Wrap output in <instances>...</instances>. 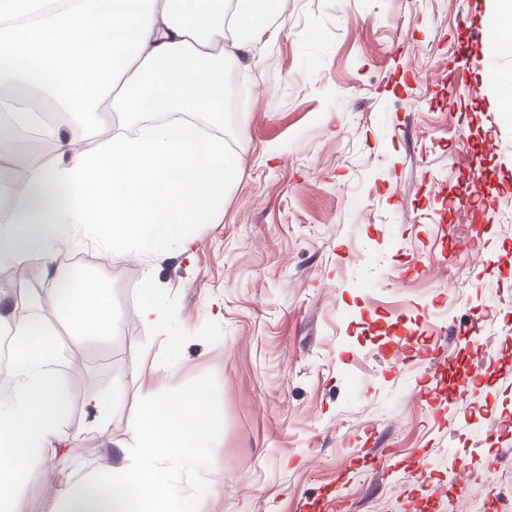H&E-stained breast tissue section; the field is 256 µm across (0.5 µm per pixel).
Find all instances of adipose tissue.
Returning <instances> with one entry per match:
<instances>
[{"label": "adipose tissue", "instance_id": "1", "mask_svg": "<svg viewBox=\"0 0 512 512\" xmlns=\"http://www.w3.org/2000/svg\"><path fill=\"white\" fill-rule=\"evenodd\" d=\"M283 0H0V112L27 120V133L56 142L53 161L23 157L24 179L0 199V255L18 262L92 233L106 254L152 261L171 237L187 251L189 224H209L236 180L240 155L203 136L194 116L224 112V46L253 41ZM64 118L88 112L136 115L135 135L106 126L64 131L38 119L46 102ZM24 133V134H27ZM23 133L0 131V153ZM50 300L77 331L111 335L107 291L90 277L58 270ZM11 370L0 382V512H16L24 486L51 487L50 512H180L176 488L155 467L192 457L222 424L206 384L148 393L109 471L67 482L74 450L63 431L60 356L52 334L16 320ZM53 472L36 470L39 456Z\"/></svg>", "mask_w": 512, "mask_h": 512}]
</instances>
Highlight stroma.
<instances>
[{
	"label": "stroma",
	"mask_w": 512,
	"mask_h": 512,
	"mask_svg": "<svg viewBox=\"0 0 512 512\" xmlns=\"http://www.w3.org/2000/svg\"><path fill=\"white\" fill-rule=\"evenodd\" d=\"M492 11V0H285L224 59L232 111L196 121L243 166L190 251L149 266L89 241L61 248L107 288L112 335L74 330L46 299L55 282L39 259L0 267V318L55 334L63 430L79 447L71 479L115 465L148 392L203 383L223 427L160 469L183 512H471L479 500L512 512V114L486 86L492 71L512 78V50L494 39ZM458 70L480 95L455 96ZM462 152L495 173L475 192L481 223L452 204ZM452 238L477 255L454 262ZM148 270L177 315L163 329L138 315ZM469 322L498 344L448 331ZM447 354L451 374L435 366ZM472 372L483 387L449 400L455 374ZM100 396L114 406L99 429ZM421 458L448 490L440 500L419 485ZM458 459L484 475L467 494L453 487Z\"/></svg>",
	"instance_id": "stroma-1"
}]
</instances>
